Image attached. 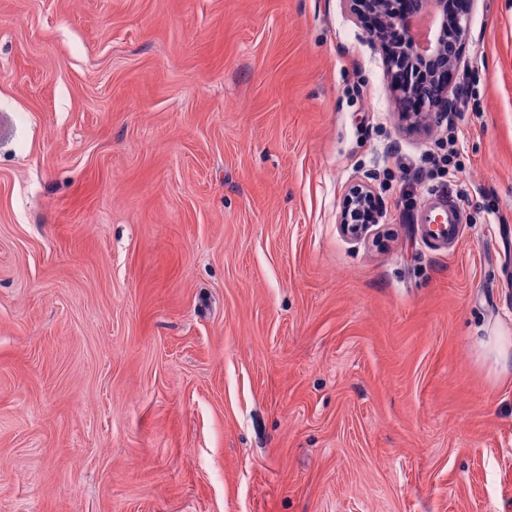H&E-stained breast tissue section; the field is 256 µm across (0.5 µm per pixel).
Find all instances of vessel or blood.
<instances>
[{
    "instance_id": "vessel-or-blood-1",
    "label": "vessel or blood",
    "mask_w": 512,
    "mask_h": 512,
    "mask_svg": "<svg viewBox=\"0 0 512 512\" xmlns=\"http://www.w3.org/2000/svg\"><path fill=\"white\" fill-rule=\"evenodd\" d=\"M417 222L422 238L431 244H443L457 240L465 222V209L453 197L441 189L431 188L425 193Z\"/></svg>"
}]
</instances>
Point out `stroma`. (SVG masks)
Returning a JSON list of instances; mask_svg holds the SVG:
<instances>
[{
  "instance_id": "35a3bbf8",
  "label": "stroma",
  "mask_w": 512,
  "mask_h": 512,
  "mask_svg": "<svg viewBox=\"0 0 512 512\" xmlns=\"http://www.w3.org/2000/svg\"><path fill=\"white\" fill-rule=\"evenodd\" d=\"M468 11L415 183L451 132L344 0H0V512H512V0ZM457 139L453 133L448 135V154L443 153L438 156L434 153L428 154L421 158L420 164L415 168L413 178L414 180H421L423 173H426L428 167L436 169L440 175H447L453 158L457 153ZM379 209L372 187L366 183L351 187L343 199L341 228L352 239H362L379 223ZM464 223L465 209L456 198L447 196L439 188L426 191L417 217L421 236L426 242L443 244L456 241ZM488 351L494 356L504 371L512 363V339L508 336H493L487 342Z\"/></svg>"
}]
</instances>
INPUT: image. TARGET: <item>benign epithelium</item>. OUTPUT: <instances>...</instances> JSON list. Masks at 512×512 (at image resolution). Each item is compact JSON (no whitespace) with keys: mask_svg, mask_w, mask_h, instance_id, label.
<instances>
[{"mask_svg":"<svg viewBox=\"0 0 512 512\" xmlns=\"http://www.w3.org/2000/svg\"><path fill=\"white\" fill-rule=\"evenodd\" d=\"M356 17L380 15L384 24L367 32L368 40L385 56L392 90L398 102L402 128L421 132L435 113L451 107L449 86L440 73L462 62L469 34V13L448 11V0H345ZM379 223V209L372 187H351L343 199L341 228L352 239H361Z\"/></svg>","mask_w":512,"mask_h":512,"instance_id":"1","label":"benign epithelium"}]
</instances>
